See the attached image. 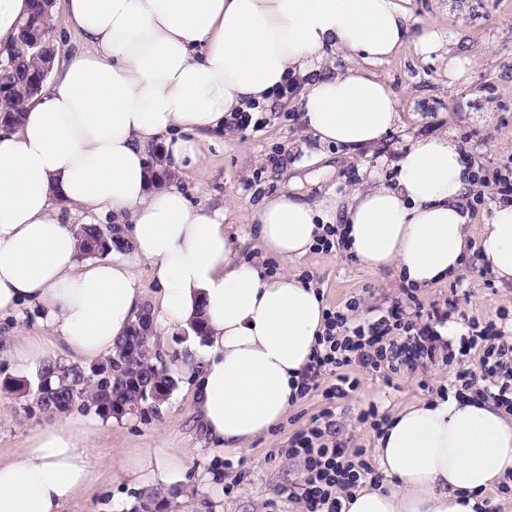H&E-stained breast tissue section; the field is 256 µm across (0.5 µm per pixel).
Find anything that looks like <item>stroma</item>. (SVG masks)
I'll use <instances>...</instances> for the list:
<instances>
[{"mask_svg":"<svg viewBox=\"0 0 512 512\" xmlns=\"http://www.w3.org/2000/svg\"><path fill=\"white\" fill-rule=\"evenodd\" d=\"M409 8L418 22L453 34L449 56L467 61L464 78L450 81L449 57L423 56L414 41H407L374 68L397 96L401 123L368 158H351L342 148L320 144L306 132L296 107L284 102L246 130L213 134L198 161L177 175L190 201L215 207L230 198L248 208L297 180L313 197L333 186L342 190L359 183L362 163L381 166L392 176V162L411 139L446 132L464 143L474 170L468 209L490 211L500 198L494 179L512 178V0H410ZM288 269L322 292L327 309L357 302L356 318L362 322L395 305L408 315L435 306L466 325L495 323L512 339V287L499 285L473 254L450 279L411 293L394 273L363 269L338 249L310 250ZM347 372L359 381L356 391L329 400L322 389L311 390L244 453L212 450L197 419L196 379L182 376L160 417L103 424L89 450L93 483L64 512H127L135 493L146 488L145 478L126 465L140 448L187 451L169 512H305L303 501L286 495L303 479L302 464L287 455L297 433L331 414L336 441L350 453L364 449L372 463L378 433L359 420L368 406L391 417L411 403L454 391L455 368L440 358L388 377L355 365ZM49 421L30 408L28 399L0 392V461L14 459L24 439Z\"/></svg>","mask_w":512,"mask_h":512,"instance_id":"1","label":"stroma"}]
</instances>
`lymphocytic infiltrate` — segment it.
I'll use <instances>...</instances> for the list:
<instances>
[{"label": "lymphocytic infiltrate", "instance_id": "1", "mask_svg": "<svg viewBox=\"0 0 512 512\" xmlns=\"http://www.w3.org/2000/svg\"><path fill=\"white\" fill-rule=\"evenodd\" d=\"M355 303L344 309L326 312L324 331L318 338V349L301 385L309 392L320 380H327V398H343L358 387L357 379L347 375L352 364L381 373H397L414 369L424 361L443 357L454 360L482 348L477 367H461L455 381L462 390H471L478 380L497 379L498 391L492 396L497 406L512 412V343L502 340L494 324H486L472 336L462 338L459 346L441 341L435 330L448 315L440 309L416 311L406 315L397 309L388 310L374 320H355ZM291 458L300 460L304 480L300 500L306 512H342L339 491L358 485L372 467L365 460H353L336 444L332 431L314 426L300 432L288 450Z\"/></svg>", "mask_w": 512, "mask_h": 512}]
</instances>
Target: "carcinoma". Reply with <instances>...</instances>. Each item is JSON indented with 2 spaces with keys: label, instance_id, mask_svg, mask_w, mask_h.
I'll list each match as a JSON object with an SVG mask.
<instances>
[{
  "label": "carcinoma",
  "instance_id": "carcinoma-1",
  "mask_svg": "<svg viewBox=\"0 0 512 512\" xmlns=\"http://www.w3.org/2000/svg\"><path fill=\"white\" fill-rule=\"evenodd\" d=\"M49 0H32L30 13L19 22L18 39L0 49V124L20 122L25 103L42 93L45 85L30 90L31 78L55 59L58 47L52 38ZM150 165L161 182L169 176L160 148L151 153ZM120 247L114 227L85 224L81 232V254L102 256ZM183 354L161 349L153 338L152 306L145 304L127 333L107 357L88 364L65 363L47 358L37 371L36 390L19 379L0 382V391L19 397L33 396L36 407L50 414H65L79 406L102 419L144 421L162 414L178 384L173 370ZM170 501L160 490H143L127 512H168Z\"/></svg>",
  "mask_w": 512,
  "mask_h": 512
}]
</instances>
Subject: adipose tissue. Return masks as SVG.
I'll return each instance as SVG.
<instances>
[{"label": "adipose tissue", "instance_id": "obj_1", "mask_svg": "<svg viewBox=\"0 0 512 512\" xmlns=\"http://www.w3.org/2000/svg\"><path fill=\"white\" fill-rule=\"evenodd\" d=\"M410 0H64L82 43L55 65L51 88L20 125L0 128V317L30 310L42 336L5 356L38 370L48 347L88 362L109 355L142 306L139 264L156 286L153 332L166 341L204 314L208 334L188 347L200 369L199 424L218 449L247 450L298 399L324 330L312 285L264 264L304 256L334 227L362 267L427 288L478 262L512 285V200L473 218V170L451 135L416 139L387 180L310 199L292 184L253 208L193 206L175 183H151L149 153L172 171L201 155L231 113L258 117L293 96L307 131L348 155L377 147L400 120L397 97L372 73L414 37L422 55L443 35H411ZM341 51L350 67L329 61ZM112 218L126 252L82 258L67 212ZM248 225L259 257L238 256ZM101 423L89 417L35 429L17 460L0 462V512H61L92 484L88 456ZM385 483L343 497L342 512H476L482 492L512 479V414L473 395L401 410L377 440ZM132 465L167 484L179 452L141 449Z\"/></svg>", "mask_w": 512, "mask_h": 512}]
</instances>
